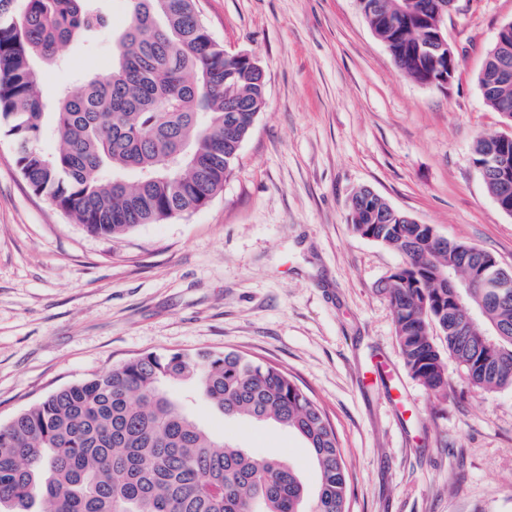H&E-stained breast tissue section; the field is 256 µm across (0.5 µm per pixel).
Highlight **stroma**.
Wrapping results in <instances>:
<instances>
[{
	"mask_svg": "<svg viewBox=\"0 0 512 512\" xmlns=\"http://www.w3.org/2000/svg\"><path fill=\"white\" fill-rule=\"evenodd\" d=\"M98 3L108 28L44 68L45 99L111 66L126 8ZM198 8L227 52L266 75V104L206 206L119 238L91 234L33 192L0 131V424L143 353L235 350L279 365L319 404L349 473L348 512H512V389H473L452 362L447 400L427 394L380 291L403 258L347 220L367 186L512 268V216L472 156L478 137L512 132L478 82L512 0H457L445 26L459 69L445 88L406 77L356 0ZM191 410L318 485L297 435Z\"/></svg>",
	"mask_w": 512,
	"mask_h": 512,
	"instance_id": "obj_1",
	"label": "stroma"
}]
</instances>
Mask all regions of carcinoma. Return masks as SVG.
<instances>
[{"label": "carcinoma", "instance_id": "carcinoma-1", "mask_svg": "<svg viewBox=\"0 0 512 512\" xmlns=\"http://www.w3.org/2000/svg\"><path fill=\"white\" fill-rule=\"evenodd\" d=\"M128 23L112 68L43 98L41 67L108 18L93 0H0V127L18 145L26 183L91 233L118 237L204 207L224 188L266 84L228 53L195 0H126ZM365 18L398 68L425 83L443 63L420 55L435 15L423 0H365ZM491 49L479 76L487 105L512 111L497 73L512 50ZM52 125L61 149L39 146ZM136 180L130 182L128 175ZM387 201L351 197L354 234L398 251L387 278L395 335L409 374L448 399L452 358L473 388L512 389V287L460 332L437 278L466 243L441 248L430 224H408ZM442 333L447 351L433 338ZM191 383L226 417L273 422L298 434L320 470L308 499L295 468L214 437L167 387ZM348 472L336 432L282 368L234 350L146 353L73 383L0 425V512H347Z\"/></svg>", "mask_w": 512, "mask_h": 512}]
</instances>
